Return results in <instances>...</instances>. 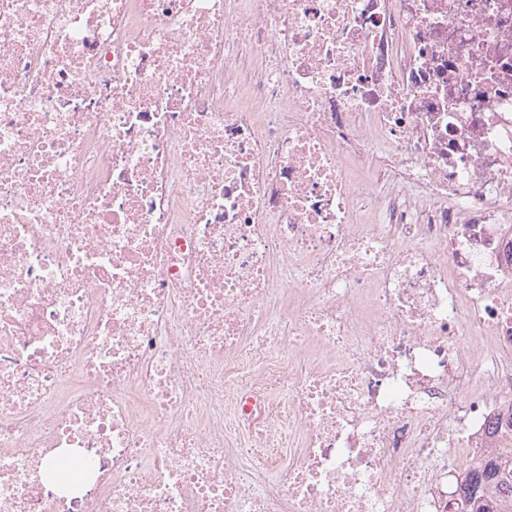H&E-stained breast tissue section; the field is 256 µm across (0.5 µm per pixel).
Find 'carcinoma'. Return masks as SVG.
I'll list each match as a JSON object with an SVG mask.
<instances>
[{"label": "carcinoma", "instance_id": "cac0c4a2", "mask_svg": "<svg viewBox=\"0 0 512 512\" xmlns=\"http://www.w3.org/2000/svg\"><path fill=\"white\" fill-rule=\"evenodd\" d=\"M505 483L512 485V466L494 452L480 469L461 477L459 512H512V495L496 493L497 487Z\"/></svg>", "mask_w": 512, "mask_h": 512}]
</instances>
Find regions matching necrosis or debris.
<instances>
[{
    "instance_id": "necrosis-or-debris-1",
    "label": "necrosis or debris",
    "mask_w": 512,
    "mask_h": 512,
    "mask_svg": "<svg viewBox=\"0 0 512 512\" xmlns=\"http://www.w3.org/2000/svg\"><path fill=\"white\" fill-rule=\"evenodd\" d=\"M511 439L512 0H0V512H447Z\"/></svg>"
}]
</instances>
